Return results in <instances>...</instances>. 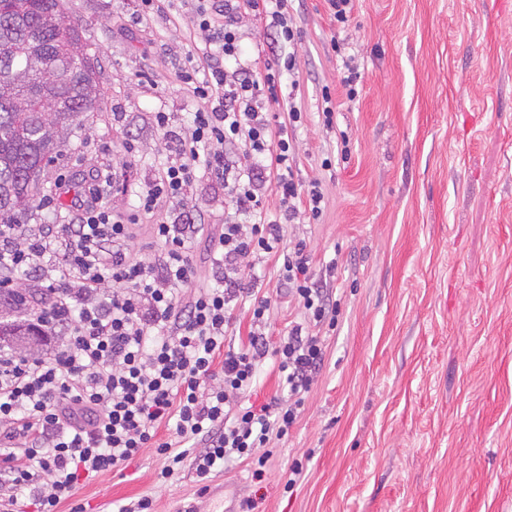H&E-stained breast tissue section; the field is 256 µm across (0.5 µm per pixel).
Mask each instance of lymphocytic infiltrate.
Instances as JSON below:
<instances>
[{
    "label": "lymphocytic infiltrate",
    "mask_w": 512,
    "mask_h": 512,
    "mask_svg": "<svg viewBox=\"0 0 512 512\" xmlns=\"http://www.w3.org/2000/svg\"><path fill=\"white\" fill-rule=\"evenodd\" d=\"M193 9L208 64L189 67L183 79L205 106L182 134L172 131L170 113L153 116L165 132V163L138 193L137 209L150 214L164 206L171 214L147 228L154 257L132 251L138 224L103 206L97 173L72 204L74 222L0 225V285L16 284L22 270L40 276L53 302L34 320L56 336L47 357L0 343V447L7 450L0 512H16L24 496L36 512H56L81 478L145 448L163 458V479L187 461L203 482L236 461L263 481L257 449L296 424L323 368L316 329L336 324L329 278L336 265L314 274L306 241L286 240L285 229L302 213L320 220L324 194L319 181L301 183L290 163L301 111L289 107L284 123L272 116L280 78L295 59L278 57L258 72L237 27L249 10L268 20L275 42H294L288 0H195ZM239 153L248 166L236 164ZM204 179L223 185L235 212L208 238V284L193 255L205 222L189 209ZM270 182L279 198L273 218L264 201ZM269 256L303 316L275 340L266 332L271 302L254 279ZM240 305L250 325L237 346L227 336ZM265 366L277 374L280 392L257 404L250 397ZM166 426L173 438L159 439ZM188 442L199 445L195 456L183 452Z\"/></svg>",
    "instance_id": "obj_1"
}]
</instances>
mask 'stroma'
I'll return each mask as SVG.
<instances>
[{
  "instance_id": "1",
  "label": "stroma",
  "mask_w": 512,
  "mask_h": 512,
  "mask_svg": "<svg viewBox=\"0 0 512 512\" xmlns=\"http://www.w3.org/2000/svg\"><path fill=\"white\" fill-rule=\"evenodd\" d=\"M91 45L95 111L39 179L52 201L32 224H61L93 173L117 179L105 205L130 214L165 159L156 112L189 123L202 100L181 79L202 40L190 10L139 18V0H62ZM289 47L303 122L293 169L319 180L318 223L290 228L313 268L331 260L339 316L325 365L287 437L272 439L262 483L243 465L200 484L167 481L147 448L119 471L80 481L58 512H512V10L497 0H357L337 28L325 0H288ZM362 75L356 99L342 57ZM336 106L335 132L318 110ZM349 144H342V137ZM65 192H57V184ZM271 299L266 331L300 320L269 257L256 268ZM303 473L292 488L295 461Z\"/></svg>"
}]
</instances>
